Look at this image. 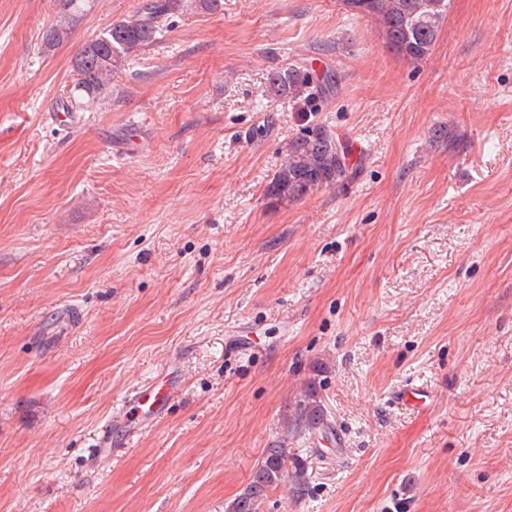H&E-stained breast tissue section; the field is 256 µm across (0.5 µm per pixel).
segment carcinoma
Returning a JSON list of instances; mask_svg holds the SVG:
<instances>
[{"instance_id": "cac0c4a2", "label": "carcinoma", "mask_w": 512, "mask_h": 512, "mask_svg": "<svg viewBox=\"0 0 512 512\" xmlns=\"http://www.w3.org/2000/svg\"><path fill=\"white\" fill-rule=\"evenodd\" d=\"M56 23L42 34L45 50L51 51L66 41L77 27L93 0H54ZM436 0H343L345 7L380 28L391 27L386 46L394 54L413 62L424 60L432 49L443 23L444 10L433 6ZM222 0H142L133 15L112 23L83 44L72 61L74 90L81 98L101 99L112 94V74L122 61L140 49L158 41L169 32L172 19L188 12L214 13ZM308 76L293 67H282L270 76V88L281 101H291L303 93ZM329 132L314 127L288 143L285 160L266 189L273 203L301 200L315 191L309 184V170L319 172L318 180L328 188L343 181L347 169L315 148V139ZM298 426L308 431L325 424L321 401L308 392V402L297 417ZM288 448L281 443L265 449L251 481L233 501L230 512H260L267 494L285 482L288 476Z\"/></svg>"}]
</instances>
